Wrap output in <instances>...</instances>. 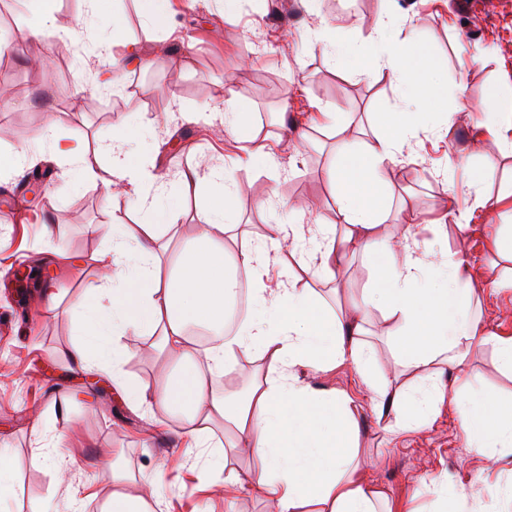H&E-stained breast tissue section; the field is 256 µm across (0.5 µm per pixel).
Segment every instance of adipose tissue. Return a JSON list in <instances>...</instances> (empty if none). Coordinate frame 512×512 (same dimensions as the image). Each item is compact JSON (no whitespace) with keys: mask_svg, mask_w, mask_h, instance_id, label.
Segmentation results:
<instances>
[{"mask_svg":"<svg viewBox=\"0 0 512 512\" xmlns=\"http://www.w3.org/2000/svg\"><path fill=\"white\" fill-rule=\"evenodd\" d=\"M380 51L373 67L396 81L403 102L389 132H378L367 152L342 144L338 160L325 177L336 205V224H316L309 232L298 225L273 222L259 242L240 248L227 240L234 208L235 184L228 169H210L207 177L190 170L179 179V192L189 195L209 185L214 205L202 211L203 228L192 245L171 264L158 255L155 231L173 227L179 211L164 177L142 162L152 149L149 135L130 126L117 128L103 151L112 157L105 185L135 197L145 222L138 234H117L97 252L98 275L74 306L77 316L70 357L75 371L92 366L111 370L117 391L132 406L180 405L182 433L205 452L208 469H228L227 451L211 448L212 427L223 422L234 433L233 447L246 448L257 466L224 482L225 497L258 492L273 512H378L388 499L384 489L355 479L358 469L360 404L345 391H326L301 384L295 370L322 371L347 364L365 375L372 351L361 341L364 322L373 311L394 322L391 338L407 371L424 374L428 387L412 397L406 412L402 390L388 381L372 387L374 409L390 431L409 430L431 422L442 400L446 370L465 364L473 348L494 345L502 368L512 373V337L490 332L470 313L476 296L472 268L463 252L443 261L440 282L426 280V254L412 229L405 227L398 244L377 239L381 219L356 187L366 182L391 185L403 148L427 118L414 103L427 97L435 61L412 29L379 22L374 30ZM491 111L481 137L512 146V89L490 94ZM344 232H337V224ZM287 254L282 280L268 294L263 274L270 254ZM370 256L388 274L383 287L365 291L353 313H325L313 289L299 287L300 275L336 281L349 257ZM253 282L254 315L237 334L223 333L224 319L239 287L240 275ZM213 328L210 346L197 349L189 325ZM149 335L152 347L172 359L178 372L157 384L134 383L125 375L131 357L122 337ZM255 350L267 362L263 377L250 382L242 400L214 393L206 378L235 368V358ZM460 426L470 448L512 447V410H501L496 398L479 392L459 403ZM112 492L101 512H151L147 495L161 473L140 478L112 465Z\"/></svg>","mask_w":512,"mask_h":512,"instance_id":"obj_1","label":"adipose tissue"}]
</instances>
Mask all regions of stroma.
Listing matches in <instances>:
<instances>
[{
  "instance_id": "stroma-1",
  "label": "stroma",
  "mask_w": 512,
  "mask_h": 512,
  "mask_svg": "<svg viewBox=\"0 0 512 512\" xmlns=\"http://www.w3.org/2000/svg\"><path fill=\"white\" fill-rule=\"evenodd\" d=\"M13 4L0 0V31L13 35L0 56V89L7 92L0 155L25 151L35 161L29 175L0 177V445L9 460L0 473L11 488L8 512H29L35 501L46 512H64L69 496L86 487L96 492L86 512H100L112 491L104 468L116 450L135 474L165 466L152 512H272L259 494L227 499L213 490L215 475L197 449L179 439L178 420L164 406L134 409L116 394L109 375L72 370L71 307L96 275L91 257L110 242L113 230L134 233L140 222L133 197L106 192L103 180L112 160L98 146L111 140L116 126L143 128L161 143L146 165L176 183L181 172L201 162L220 167L237 153L235 136L224 129L225 105L235 100L250 112L252 144L264 151L254 164L233 172L237 244L261 238L273 219L335 223L325 171L337 145L366 151L374 132L388 128L402 106L391 76L369 69L377 52L369 33L383 14L415 29L434 57L438 113L404 147L391 192L361 188L368 202L386 212L378 235L396 238L405 225H414L435 267L444 256L465 251L480 300L475 313L490 331L512 336V288L498 285L512 271V248H488L491 238L512 234V156L489 139L479 149L469 146L476 125L488 118L489 94L512 87V0H475L469 10L458 0H346L342 6L316 0L308 9L299 0H238L230 15L221 0H175V15L160 26L146 20L140 0H101L94 16L85 0H55L58 28L83 31L80 43L68 46L58 44L56 31L21 38L31 14ZM116 20L144 55L141 63L120 69L124 88L117 94L100 87L102 66L93 54L98 44L110 43ZM323 20L350 54L330 59L311 39ZM42 69L50 81L40 80ZM323 107L339 112L337 125L320 122ZM445 110L453 113L447 129L440 126ZM46 131L64 144L85 146L83 164L43 155L38 138ZM470 170L482 180L484 206L475 204ZM448 198L470 213L469 235L453 227L438 235ZM205 201L201 193L177 198L180 220L175 231L158 229L160 242L174 251L193 240ZM285 201L300 205L301 213L282 210ZM91 224L96 234H88ZM35 266L46 267V274L19 287L16 271ZM384 277L370 259L356 255L338 284L314 280L310 286L336 312L358 301L364 289L380 287ZM46 288L58 293L57 309L36 303ZM392 326L379 312L364 325V341L374 354L369 372L379 381L406 378L389 336ZM123 342L133 353L125 366L128 378L158 383L169 360L145 355L149 337L127 336ZM261 368L253 354L242 353L234 371L206 383L237 397L248 374ZM467 370L501 407L512 406V377L502 371L493 346L474 349ZM301 376L361 402L358 474L383 483L392 499L408 501L414 512H485L512 483V455L499 460L468 448L458 420L461 391L451 376L443 378L445 396L435 421L397 434L378 423L371 394L351 366ZM38 414L54 418L62 453L77 456L79 467H52L39 456L30 427ZM149 430L156 438L147 445L143 434ZM447 478L455 480L461 499L437 500L434 491Z\"/></svg>"
}]
</instances>
